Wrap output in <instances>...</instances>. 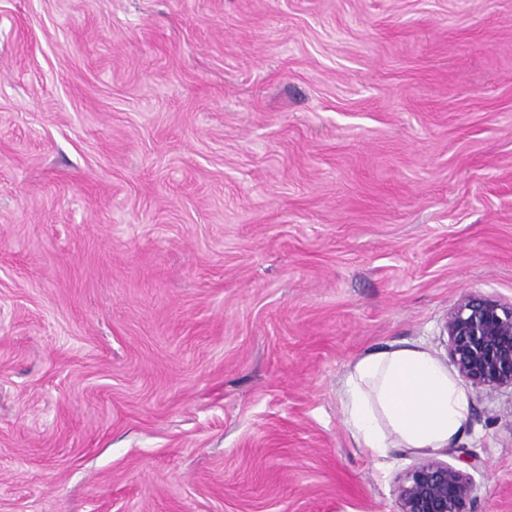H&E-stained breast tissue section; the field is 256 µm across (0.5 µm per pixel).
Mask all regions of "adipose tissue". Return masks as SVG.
<instances>
[{
    "instance_id": "obj_1",
    "label": "adipose tissue",
    "mask_w": 512,
    "mask_h": 512,
    "mask_svg": "<svg viewBox=\"0 0 512 512\" xmlns=\"http://www.w3.org/2000/svg\"><path fill=\"white\" fill-rule=\"evenodd\" d=\"M345 424L376 458L393 445L445 447L464 427L469 400L430 352L393 346L357 361L341 390Z\"/></svg>"
}]
</instances>
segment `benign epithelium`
Instances as JSON below:
<instances>
[{"label": "benign epithelium", "instance_id": "7a95c632", "mask_svg": "<svg viewBox=\"0 0 512 512\" xmlns=\"http://www.w3.org/2000/svg\"><path fill=\"white\" fill-rule=\"evenodd\" d=\"M448 355L477 391L512 387V301L466 293L448 311ZM396 512H477L471 475L423 457L394 487Z\"/></svg>", "mask_w": 512, "mask_h": 512}]
</instances>
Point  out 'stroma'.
Wrapping results in <instances>:
<instances>
[{"mask_svg": "<svg viewBox=\"0 0 512 512\" xmlns=\"http://www.w3.org/2000/svg\"><path fill=\"white\" fill-rule=\"evenodd\" d=\"M467 292L512 301V0H0V512H394L421 452L342 383Z\"/></svg>", "mask_w": 512, "mask_h": 512, "instance_id": "35a3bbf8", "label": "stroma"}]
</instances>
